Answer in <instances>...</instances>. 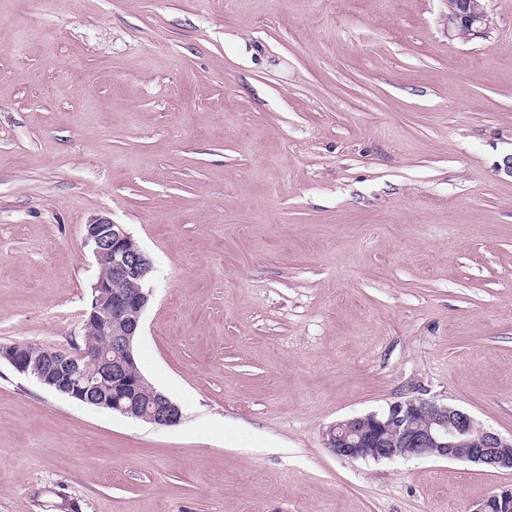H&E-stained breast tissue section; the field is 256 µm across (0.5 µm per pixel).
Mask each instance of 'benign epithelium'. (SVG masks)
I'll return each mask as SVG.
<instances>
[{
	"mask_svg": "<svg viewBox=\"0 0 512 512\" xmlns=\"http://www.w3.org/2000/svg\"><path fill=\"white\" fill-rule=\"evenodd\" d=\"M486 26L484 6L475 0H448V40L480 38ZM84 245L96 260H109L110 274L98 276L93 284L97 295L83 312L82 344L47 347L39 360L22 343L0 344V363L79 403L105 406L160 427L179 424L181 409L169 397L158 393L143 403L130 396L135 388L126 373L133 361L131 341L139 335L152 291L125 284L147 281L153 271L150 259L122 225L106 217L86 225ZM327 445L346 459L379 462L412 456L512 471V437L485 428L461 409L420 397L334 424ZM477 512H512V487L488 496Z\"/></svg>",
	"mask_w": 512,
	"mask_h": 512,
	"instance_id": "1",
	"label": "benign epithelium"
}]
</instances>
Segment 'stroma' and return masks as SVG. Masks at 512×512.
Masks as SVG:
<instances>
[{
  "instance_id": "1",
  "label": "stroma",
  "mask_w": 512,
  "mask_h": 512,
  "mask_svg": "<svg viewBox=\"0 0 512 512\" xmlns=\"http://www.w3.org/2000/svg\"><path fill=\"white\" fill-rule=\"evenodd\" d=\"M0 0V343L69 348L105 216L158 427L0 364V512H477L512 471L336 457L422 397L512 435V0ZM476 0H448L449 40L476 39L485 34L487 15Z\"/></svg>"
}]
</instances>
